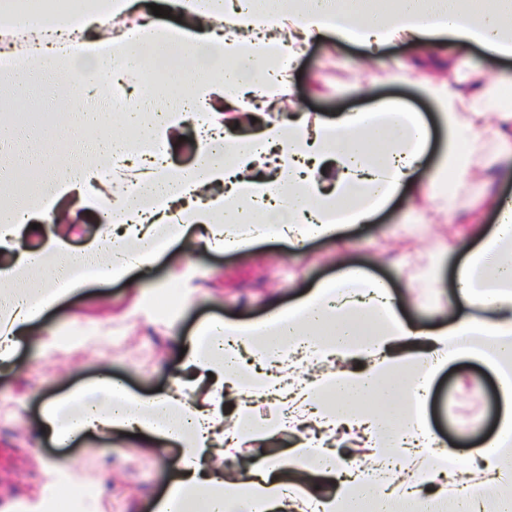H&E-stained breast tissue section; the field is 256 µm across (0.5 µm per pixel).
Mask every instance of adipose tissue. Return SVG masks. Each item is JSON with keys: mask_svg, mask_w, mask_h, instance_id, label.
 <instances>
[{"mask_svg": "<svg viewBox=\"0 0 512 512\" xmlns=\"http://www.w3.org/2000/svg\"><path fill=\"white\" fill-rule=\"evenodd\" d=\"M183 22L132 24L114 32L134 0H84L79 20L30 13L0 0V32L22 28L55 35L25 57L24 80L10 92L30 99L44 91L84 99L66 124L70 155L60 162L52 127L23 117L0 128V366L10 367L30 325L86 278L120 280L150 272L176 241L185 248L236 251L261 241L302 246L366 223L410 182L430 132L419 113L391 104L347 112L333 121L288 115L256 135L224 132L225 105L256 97L262 104L290 95L292 79L276 63L296 57L310 39L333 33L378 49L401 40L417 46L418 64L456 69L435 52L445 35L512 56V0H395L362 9L359 0H160ZM179 55V80L146 84L159 50ZM146 85L137 106L112 113V84ZM466 89L434 81L425 93L440 109L448 146L430 180L466 183L512 179V163L481 158L483 139L512 135L504 88L488 89L470 71ZM469 117H462V109ZM194 122L191 165L165 159L171 137ZM40 172L39 190L17 193L18 173ZM91 201L121 226L117 236L71 252L51 237L37 252L19 250L25 223L61 218L71 193ZM492 231L458 242L455 276L475 309L452 325L428 331L404 321L389 285L342 260L332 279L296 303L247 321L211 320L185 341L181 376L170 390L138 395L123 382L96 376L46 402L38 429L67 446L89 435L137 431L160 446L176 445L175 475L155 512H403L424 483L438 493L456 487L459 512H480L486 492L512 487V199L492 196ZM200 233L189 236L190 228ZM469 358L491 369L503 403L496 431L476 453L436 446L425 402L438 371ZM240 400L237 425L224 426L223 405ZM264 404L253 417L247 403ZM294 448L252 465L244 481L212 468L213 454L233 456L242 443L285 430ZM360 442L362 457L382 466L379 478L354 474L331 443ZM423 469L405 484L408 461ZM336 481L324 493L313 478Z\"/></svg>", "mask_w": 512, "mask_h": 512, "instance_id": "adipose-tissue-1", "label": "adipose tissue"}]
</instances>
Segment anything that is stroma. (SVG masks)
<instances>
[{
    "mask_svg": "<svg viewBox=\"0 0 512 512\" xmlns=\"http://www.w3.org/2000/svg\"><path fill=\"white\" fill-rule=\"evenodd\" d=\"M439 52L462 61L451 82L472 69L512 79V58L495 57L478 46L463 51L445 38ZM365 54L364 47L331 34L312 43L291 65L294 94L284 100L282 112L325 121L394 102L423 116L432 132L430 152L438 154L448 133L437 104L422 89L423 78H437V71L418 67L417 51L408 43L380 48L371 63ZM450 191L456 207L410 189L371 222L343 229L335 241H308L297 253L285 242H261L248 251L188 254L177 243L150 273L134 270L120 282H91L58 303L32 329L30 343L19 349L12 367L0 372V506L28 499L46 485V462L68 461L72 482L59 486L60 503L87 486L98 512H154L172 476L169 453L129 433L113 437L107 453L92 439L72 448L40 439L44 402L90 382L105 365L137 394L166 390L181 364L180 340L201 323L255 318L272 305L294 303L336 275L337 258L387 280L393 292L412 285L400 307L406 321L430 328L448 325L454 316L448 304L455 294L452 275L462 260L454 246L494 224L489 211L482 224L469 223L465 210L487 192L512 196V180L455 183ZM427 409L441 446L477 450L501 411L492 372L471 359L449 362L432 383ZM298 440L284 431L272 446L253 444L219 465L238 480L268 451L291 448Z\"/></svg>",
    "mask_w": 512,
    "mask_h": 512,
    "instance_id": "obj_1",
    "label": "stroma"
}]
</instances>
